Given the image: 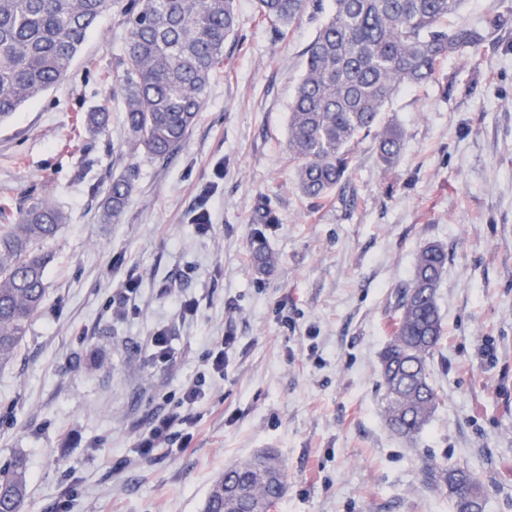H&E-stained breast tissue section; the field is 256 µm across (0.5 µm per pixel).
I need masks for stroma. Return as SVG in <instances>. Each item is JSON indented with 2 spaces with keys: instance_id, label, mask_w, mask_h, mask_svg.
Here are the masks:
<instances>
[{
  "instance_id": "stroma-1",
  "label": "stroma",
  "mask_w": 512,
  "mask_h": 512,
  "mask_svg": "<svg viewBox=\"0 0 512 512\" xmlns=\"http://www.w3.org/2000/svg\"><path fill=\"white\" fill-rule=\"evenodd\" d=\"M237 14L228 64L170 157L133 148L107 79L125 54L119 2L68 80L0 122V209L14 218L47 201L66 217L46 245L44 308L0 367V466L28 461L22 512H200L213 479L261 450L287 469L274 512H454L425 477L451 464L482 476L486 512H512V24L449 57L445 80L399 90L383 114L405 133L397 165L365 140L352 203L315 205L294 185L288 118L324 16L306 14L281 40L254 0H237ZM102 108L109 126L90 133L81 117ZM128 173L134 190L103 223L107 188ZM214 180L203 233L192 217ZM261 195L278 216L262 230L276 257L264 273L250 252ZM428 242L448 249L436 290L445 336L429 363L440 400L408 441L385 421L381 355L391 292ZM129 278L138 288L120 310L112 298ZM181 296L200 300L185 320ZM161 327L175 348L165 365L147 344ZM226 335L235 343L193 410L190 451L123 467Z\"/></svg>"
}]
</instances>
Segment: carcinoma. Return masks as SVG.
I'll return each instance as SVG.
<instances>
[{"label":"carcinoma","instance_id":"1","mask_svg":"<svg viewBox=\"0 0 512 512\" xmlns=\"http://www.w3.org/2000/svg\"><path fill=\"white\" fill-rule=\"evenodd\" d=\"M259 19L287 29L322 0H255ZM466 0H333L306 50V63L289 107L288 152L297 162L295 185L313 203L342 190L355 149L373 137L382 164L394 166L403 131L383 122V112L402 87L435 82L445 60L492 39L507 24L489 13L477 24L454 18ZM112 9V0H0V122L63 84L88 32ZM236 0H130L128 40L112 87L124 99V123L135 148L154 157L172 155L185 141L204 103L210 77L224 69L226 42L236 30ZM134 189L131 178L112 180L102 213L117 220ZM64 214L48 203L20 211L0 225V365L17 356L29 322L42 308L55 237ZM278 222L270 200L256 198L252 223ZM258 271L274 262L261 230L251 242ZM448 262L438 243L422 246L413 278L394 291V327L381 356L386 420L412 439L439 403L428 361L443 326L436 288ZM287 471L273 453L256 454L218 475L202 512H256L274 506L287 489ZM428 478L448 489L454 512H485L488 493L478 472L446 466ZM29 472L22 455L0 468V512H20Z\"/></svg>","mask_w":512,"mask_h":512}]
</instances>
